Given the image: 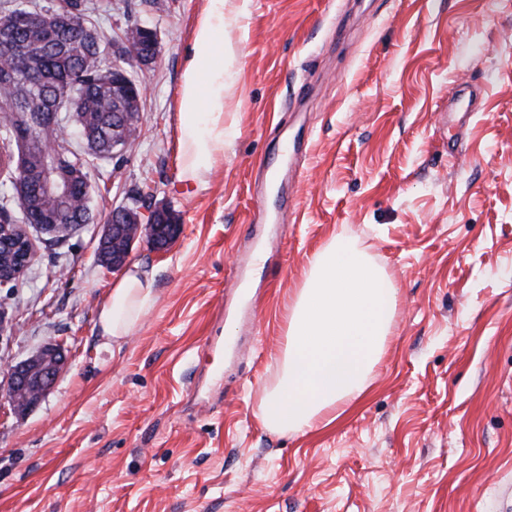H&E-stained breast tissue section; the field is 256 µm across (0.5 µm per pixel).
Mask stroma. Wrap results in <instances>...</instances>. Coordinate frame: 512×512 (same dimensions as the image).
Returning <instances> with one entry per match:
<instances>
[{"mask_svg":"<svg viewBox=\"0 0 512 512\" xmlns=\"http://www.w3.org/2000/svg\"><path fill=\"white\" fill-rule=\"evenodd\" d=\"M130 2L104 30L148 24L160 53L133 71L123 175L93 169L67 239L28 227L22 285H0V378L49 344L67 358L32 409L0 401V512H512V0H234L237 134L197 182L177 109L206 0ZM464 85L479 111L443 126ZM135 197L181 231L134 244L156 302L114 350L97 234ZM337 233L395 282L392 332L342 418L275 432L284 311Z\"/></svg>","mask_w":512,"mask_h":512,"instance_id":"stroma-1","label":"stroma"}]
</instances>
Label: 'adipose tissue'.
<instances>
[{
  "label": "adipose tissue",
  "instance_id": "obj_1",
  "mask_svg": "<svg viewBox=\"0 0 512 512\" xmlns=\"http://www.w3.org/2000/svg\"><path fill=\"white\" fill-rule=\"evenodd\" d=\"M231 0H206L185 58L178 91L180 159L188 181L224 156L236 128L224 112V32L236 20ZM152 273L132 266L113 284L99 315L103 336H130L153 303ZM398 300L394 281L348 237L336 234L308 262L287 308L283 375L267 393L260 418L272 430L331 425L366 390Z\"/></svg>",
  "mask_w": 512,
  "mask_h": 512
}]
</instances>
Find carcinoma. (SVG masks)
<instances>
[{
	"label": "carcinoma",
	"instance_id": "carcinoma-1",
	"mask_svg": "<svg viewBox=\"0 0 512 512\" xmlns=\"http://www.w3.org/2000/svg\"><path fill=\"white\" fill-rule=\"evenodd\" d=\"M32 0H0V31L13 33L0 40V174L11 176L13 168L26 166L31 197L25 209H15L13 192L0 194V213L12 224H84L91 189L90 170L96 159H112V113H121L135 129L141 98L129 69L154 62L156 52L147 50L146 37L138 23L124 29L122 40L112 41L100 20L112 15L110 0H52L36 10ZM33 14L40 26L27 28L19 17ZM64 17L69 27L57 25ZM126 57L127 68L118 72L110 56ZM42 104V119L35 136L27 140V154L17 157L14 145L26 132L20 116L30 111L29 100ZM63 112L74 114L85 150H77L65 138ZM59 140L58 158L69 174L73 191L66 200L38 195L41 179L38 158L49 142Z\"/></svg>",
	"mask_w": 512,
	"mask_h": 512
}]
</instances>
